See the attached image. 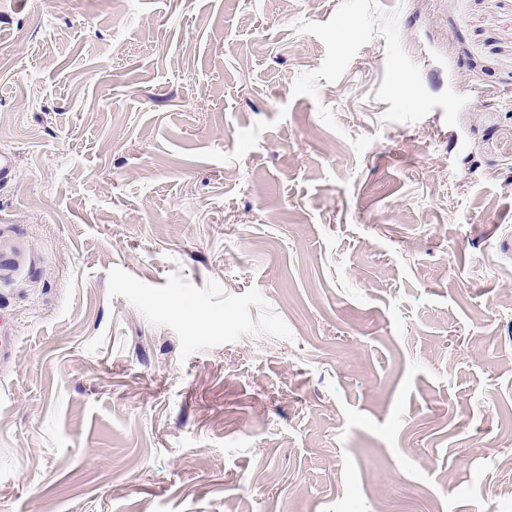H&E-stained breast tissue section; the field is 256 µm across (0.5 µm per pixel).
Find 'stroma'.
Returning a JSON list of instances; mask_svg holds the SVG:
<instances>
[{
	"mask_svg": "<svg viewBox=\"0 0 512 512\" xmlns=\"http://www.w3.org/2000/svg\"><path fill=\"white\" fill-rule=\"evenodd\" d=\"M0 512H512V0H0Z\"/></svg>",
	"mask_w": 512,
	"mask_h": 512,
	"instance_id": "35a3bbf8",
	"label": "stroma"
}]
</instances>
